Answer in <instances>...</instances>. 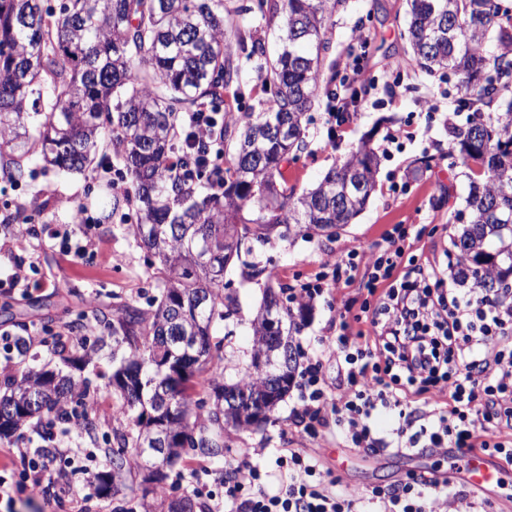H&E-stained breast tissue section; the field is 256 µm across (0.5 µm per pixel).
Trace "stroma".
Masks as SVG:
<instances>
[{"label":"stroma","instance_id":"35a3bbf8","mask_svg":"<svg viewBox=\"0 0 512 512\" xmlns=\"http://www.w3.org/2000/svg\"><path fill=\"white\" fill-rule=\"evenodd\" d=\"M404 30V0H349L346 9L334 18L329 59L335 65H342L358 34H369L372 39L365 63L369 94L353 119L341 125L332 117L327 102L316 104L307 127V148L288 163V182L300 190L313 188L336 158L355 150L369 133L380 157L377 190L366 209L336 239L299 238L257 249L258 259L275 266L288 287L331 272L340 254L376 251L386 231L397 224L407 229L424 226L421 236L408 239L411 254L418 258L444 269L455 256L451 245L455 228L448 219L453 211L463 209L468 179L448 155V126L463 125L468 113L457 108L462 95L457 76L422 72L411 60ZM393 134L398 137L394 143L389 140ZM425 156L430 159L429 168L416 172L418 161ZM6 164V159L0 158V220L14 213L17 203L22 202L29 221L21 244L12 255L0 257V265L9 268L23 264L32 289L25 295L0 290V332L28 337L31 328H38L40 336L31 339L29 352L41 363L58 369L62 363L51 351L56 336L67 338L72 355H82L84 346L97 341L87 330L89 323L111 317L126 303L149 308L159 294L157 281L146 262L145 250L126 229L128 209L114 213L111 223H100V213L110 203L113 189L96 180L94 170L47 173L33 164L25 178L15 182L5 177ZM80 204L88 210L89 223L72 221L70 209ZM50 224L70 230L73 239H91V246L78 261H69L62 241L47 234ZM364 281V275H356L352 282L325 289L313 299L311 320L296 337L304 354L299 368H306V355L334 339L340 313L357 314L368 301ZM224 286L237 294L240 302L238 315L226 319L219 330L224 339V374L232 378L250 360L253 336L249 321L260 305L263 290L257 284L241 285L239 272L233 267L224 276ZM118 364L107 349L95 355L82 372L92 384L99 408L91 414L93 429L76 433L75 439L92 453L86 466L99 473L109 469L116 446L112 408L117 398L110 379ZM298 395V388H291L265 426L228 430L221 461L187 458L167 469L164 482L148 489L135 473L117 494L107 497L77 478L65 501L50 496L30 501L22 495L16 497L12 510L1 507L0 512H76L80 507L86 512H116L122 504H151L191 496L199 489L220 499L224 496L225 471L248 459L273 469L276 458L288 448L308 449L333 472L341 487L359 495L394 485L410 472L428 471L438 481L460 482V475L449 470L443 455H373L337 440L329 429L317 426L304 430L298 422Z\"/></svg>","mask_w":512,"mask_h":512}]
</instances>
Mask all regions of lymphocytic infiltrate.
<instances>
[{
    "label": "lymphocytic infiltrate",
    "instance_id": "obj_1",
    "mask_svg": "<svg viewBox=\"0 0 512 512\" xmlns=\"http://www.w3.org/2000/svg\"><path fill=\"white\" fill-rule=\"evenodd\" d=\"M406 238L404 229L394 227L369 260L365 286L379 298L358 316L369 332H352L340 321L323 356L310 360L301 387L305 412L323 427H335L337 437L378 454L477 447L511 465L512 440L499 433L512 428V289L491 295L444 288L438 267L407 256ZM329 361L336 366L333 398L323 389ZM422 385L446 388L450 409L404 413L408 390ZM382 410L398 414L397 428L386 434L370 423ZM59 454L68 466L56 470L46 463L44 446L12 449L24 469L16 480L0 474V501L21 488L48 493L76 475L95 482L96 473L79 464L82 449ZM275 464L277 490H268L260 466L246 461L225 476L224 498L211 512H495L490 501L421 474L391 491L358 496L325 478L320 460L304 449H289Z\"/></svg>",
    "mask_w": 512,
    "mask_h": 512
}]
</instances>
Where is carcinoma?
<instances>
[{
	"label": "carcinoma",
	"instance_id": "obj_1",
	"mask_svg": "<svg viewBox=\"0 0 512 512\" xmlns=\"http://www.w3.org/2000/svg\"><path fill=\"white\" fill-rule=\"evenodd\" d=\"M347 0H260L259 23L227 29L245 11L225 0H0V156L10 176L28 164L46 171L83 172L103 162L107 146L125 187L113 209L133 210L129 232L147 252L160 282L154 309L124 304L112 317V343L126 357L112 375L121 401L112 468L98 477V493H118L128 474L150 458L176 463L188 451L219 460L224 431L248 428L251 416L275 411L295 383L301 356L293 334L311 308H292L288 287L268 265L241 260L245 242L273 238L335 239L367 206L380 158L361 141L313 188L288 185L284 163L307 148L304 123L315 98L336 95V68L327 63L331 19ZM406 36L417 66L458 77L474 108L451 127L456 156L468 170L464 209L453 236L452 278L491 291L512 288V11L499 0H405ZM277 29L268 55L265 33ZM238 55L259 59V112L239 114ZM224 103V111L213 107ZM187 112H209L210 138L180 144ZM184 157L193 172L176 163ZM361 189L343 193L346 182ZM241 262V277L264 286L262 307L250 320L255 336L242 375L224 378L222 341L213 329L238 299L210 269ZM288 323L284 340L295 354L259 370L256 360L273 341L268 306ZM247 392L251 404L229 409L224 392ZM91 396L88 379L37 364L17 370L0 394V441L31 419L62 412L74 397ZM163 431L167 447L147 438Z\"/></svg>",
	"mask_w": 512,
	"mask_h": 512
}]
</instances>
